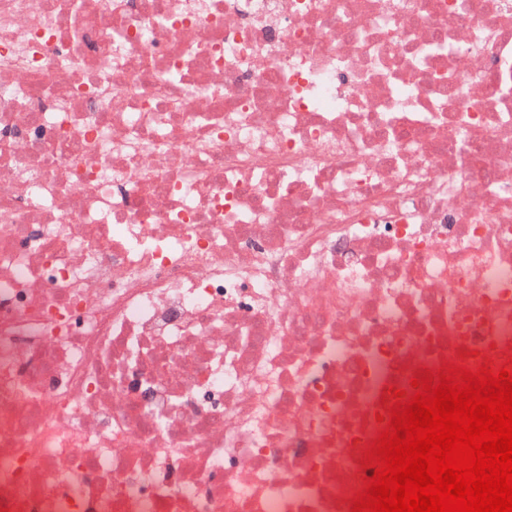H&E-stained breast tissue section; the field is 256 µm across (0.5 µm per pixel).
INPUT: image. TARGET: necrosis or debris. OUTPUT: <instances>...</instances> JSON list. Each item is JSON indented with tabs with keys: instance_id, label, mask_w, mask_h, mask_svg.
I'll use <instances>...</instances> for the list:
<instances>
[{
	"instance_id": "1",
	"label": "necrosis or debris",
	"mask_w": 512,
	"mask_h": 512,
	"mask_svg": "<svg viewBox=\"0 0 512 512\" xmlns=\"http://www.w3.org/2000/svg\"><path fill=\"white\" fill-rule=\"evenodd\" d=\"M510 359L512 0H0V512H349Z\"/></svg>"
}]
</instances>
